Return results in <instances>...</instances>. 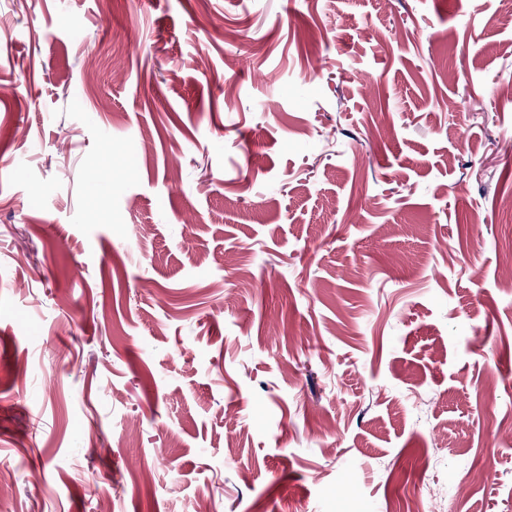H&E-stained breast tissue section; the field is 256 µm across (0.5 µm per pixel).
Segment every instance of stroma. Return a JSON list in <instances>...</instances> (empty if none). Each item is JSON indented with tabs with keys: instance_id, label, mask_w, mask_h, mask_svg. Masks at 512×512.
Masks as SVG:
<instances>
[{
	"instance_id": "35a3bbf8",
	"label": "stroma",
	"mask_w": 512,
	"mask_h": 512,
	"mask_svg": "<svg viewBox=\"0 0 512 512\" xmlns=\"http://www.w3.org/2000/svg\"><path fill=\"white\" fill-rule=\"evenodd\" d=\"M509 11L0 0V512H512Z\"/></svg>"
}]
</instances>
